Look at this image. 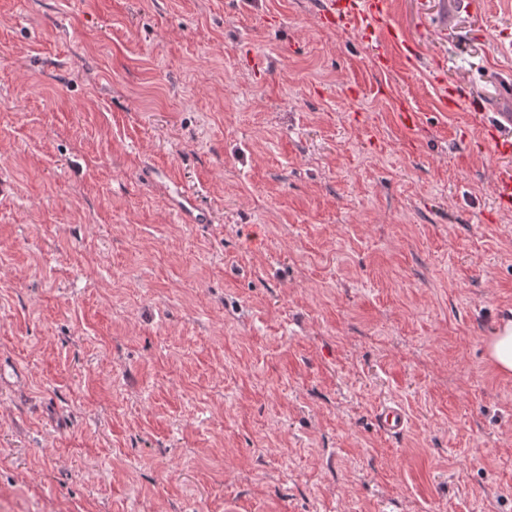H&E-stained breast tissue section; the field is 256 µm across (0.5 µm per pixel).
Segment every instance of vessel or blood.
Returning <instances> with one entry per match:
<instances>
[{
	"label": "vessel or blood",
	"instance_id": "obj_1",
	"mask_svg": "<svg viewBox=\"0 0 512 512\" xmlns=\"http://www.w3.org/2000/svg\"><path fill=\"white\" fill-rule=\"evenodd\" d=\"M390 0H324L320 11L323 24L347 30L358 27L362 38L373 48L372 65L375 70L385 72L396 62L413 63L415 55L404 33L391 20ZM482 143L499 158L512 157V133L506 132L502 124H487L483 127ZM146 178H164L170 186L168 205L179 223L206 224L208 212L201 209L194 194L178 182L172 172L157 174L146 170ZM493 193L503 207L512 206V168H500L493 184ZM382 429L388 434L403 432L405 415L392 405L382 406L379 412Z\"/></svg>",
	"mask_w": 512,
	"mask_h": 512
}]
</instances>
